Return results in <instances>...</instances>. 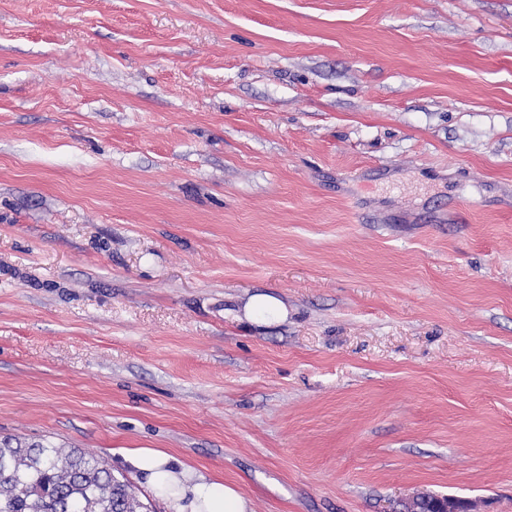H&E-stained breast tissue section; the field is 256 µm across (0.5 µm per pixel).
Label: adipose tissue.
<instances>
[{
	"instance_id": "obj_1",
	"label": "adipose tissue",
	"mask_w": 512,
	"mask_h": 512,
	"mask_svg": "<svg viewBox=\"0 0 512 512\" xmlns=\"http://www.w3.org/2000/svg\"><path fill=\"white\" fill-rule=\"evenodd\" d=\"M126 459L170 512H250L249 498L235 485L174 465L167 453L133 448Z\"/></svg>"
}]
</instances>
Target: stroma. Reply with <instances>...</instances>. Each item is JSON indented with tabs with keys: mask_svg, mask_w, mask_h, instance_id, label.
<instances>
[{
	"mask_svg": "<svg viewBox=\"0 0 512 512\" xmlns=\"http://www.w3.org/2000/svg\"><path fill=\"white\" fill-rule=\"evenodd\" d=\"M4 436L512 512V0H0ZM246 311L256 323H268L284 317L286 313L284 304L278 298L266 293L250 297Z\"/></svg>",
	"mask_w": 512,
	"mask_h": 512,
	"instance_id": "35a3bbf8",
	"label": "stroma"
}]
</instances>
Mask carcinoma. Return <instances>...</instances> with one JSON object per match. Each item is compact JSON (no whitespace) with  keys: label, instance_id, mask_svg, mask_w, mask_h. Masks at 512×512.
I'll list each match as a JSON object with an SVG mask.
<instances>
[{"label":"carcinoma","instance_id":"obj_1","mask_svg":"<svg viewBox=\"0 0 512 512\" xmlns=\"http://www.w3.org/2000/svg\"><path fill=\"white\" fill-rule=\"evenodd\" d=\"M104 462L79 449L0 439V512H141Z\"/></svg>","mask_w":512,"mask_h":512}]
</instances>
